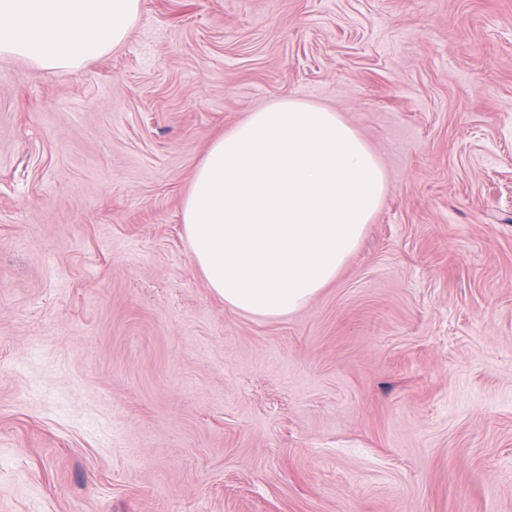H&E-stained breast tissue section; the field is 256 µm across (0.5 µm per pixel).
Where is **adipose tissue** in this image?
Here are the masks:
<instances>
[{
	"mask_svg": "<svg viewBox=\"0 0 512 512\" xmlns=\"http://www.w3.org/2000/svg\"><path fill=\"white\" fill-rule=\"evenodd\" d=\"M140 0H0V55L76 70L119 46ZM386 173L338 113L286 97L226 131L181 211L185 240L225 306L260 318L333 282L379 210Z\"/></svg>",
	"mask_w": 512,
	"mask_h": 512,
	"instance_id": "obj_1",
	"label": "adipose tissue"
}]
</instances>
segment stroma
Wrapping results in <instances>:
<instances>
[{"label": "stroma", "instance_id": "1", "mask_svg": "<svg viewBox=\"0 0 512 512\" xmlns=\"http://www.w3.org/2000/svg\"><path fill=\"white\" fill-rule=\"evenodd\" d=\"M286 96L388 183L265 319L181 210ZM0 512H512V0H140L80 69L0 56Z\"/></svg>", "mask_w": 512, "mask_h": 512}]
</instances>
